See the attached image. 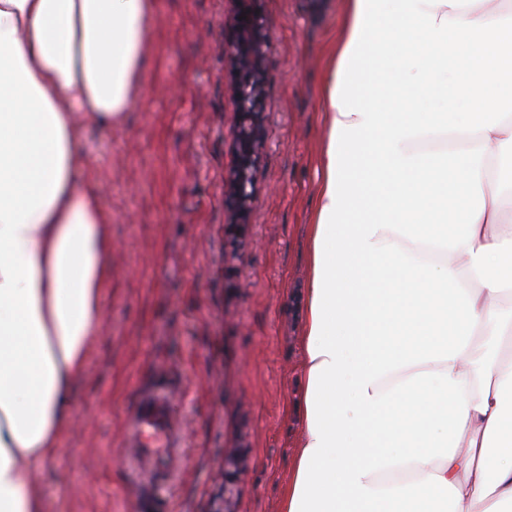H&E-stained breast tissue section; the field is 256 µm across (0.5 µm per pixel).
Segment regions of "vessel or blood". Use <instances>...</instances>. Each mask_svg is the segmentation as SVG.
<instances>
[{"instance_id": "vessel-or-blood-1", "label": "vessel or blood", "mask_w": 512, "mask_h": 512, "mask_svg": "<svg viewBox=\"0 0 512 512\" xmlns=\"http://www.w3.org/2000/svg\"><path fill=\"white\" fill-rule=\"evenodd\" d=\"M124 445L135 450L143 465L167 472L170 457L179 446L174 408L167 391L152 392L139 402Z\"/></svg>"}]
</instances>
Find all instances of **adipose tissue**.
<instances>
[{
    "label": "adipose tissue",
    "instance_id": "adipose-tissue-1",
    "mask_svg": "<svg viewBox=\"0 0 512 512\" xmlns=\"http://www.w3.org/2000/svg\"><path fill=\"white\" fill-rule=\"evenodd\" d=\"M344 0L283 512H512V0ZM155 0H0V512H43L103 317L87 126L121 120Z\"/></svg>",
    "mask_w": 512,
    "mask_h": 512
}]
</instances>
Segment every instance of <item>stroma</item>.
I'll use <instances>...</instances> for the list:
<instances>
[{
	"label": "stroma",
	"mask_w": 512,
	"mask_h": 512,
	"mask_svg": "<svg viewBox=\"0 0 512 512\" xmlns=\"http://www.w3.org/2000/svg\"><path fill=\"white\" fill-rule=\"evenodd\" d=\"M240 0H160L140 94L82 148L111 218L104 318L41 475L44 512H281L305 389L300 294L324 136L322 86L342 0H258L264 147L249 223L236 165ZM164 387L181 447L158 479L123 442Z\"/></svg>",
	"instance_id": "1"
}]
</instances>
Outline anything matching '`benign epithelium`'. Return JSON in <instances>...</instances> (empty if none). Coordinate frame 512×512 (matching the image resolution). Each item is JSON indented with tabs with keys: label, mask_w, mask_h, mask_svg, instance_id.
Here are the masks:
<instances>
[{
	"label": "benign epithelium",
	"mask_w": 512,
	"mask_h": 512,
	"mask_svg": "<svg viewBox=\"0 0 512 512\" xmlns=\"http://www.w3.org/2000/svg\"><path fill=\"white\" fill-rule=\"evenodd\" d=\"M232 28L234 36L227 52L239 74L236 102L242 123L234 133L239 161L224 179V186L236 204V223L248 224L255 194L256 161L264 144L258 109L262 98L260 71L268 40L261 36L259 16L253 10L243 19L234 18Z\"/></svg>",
	"instance_id": "1"
}]
</instances>
